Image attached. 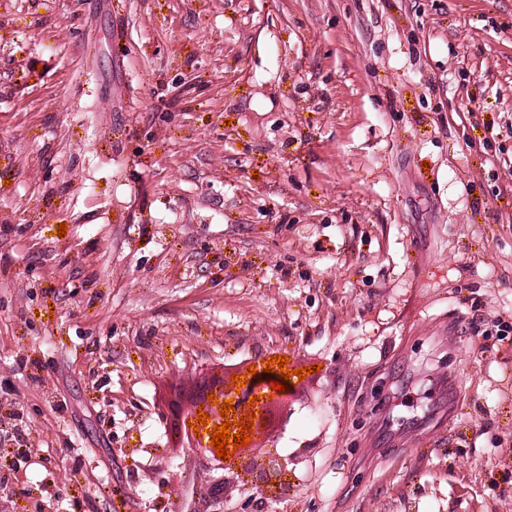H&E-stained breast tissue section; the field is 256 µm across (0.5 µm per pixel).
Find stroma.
<instances>
[{
	"label": "stroma",
	"instance_id": "stroma-1",
	"mask_svg": "<svg viewBox=\"0 0 512 512\" xmlns=\"http://www.w3.org/2000/svg\"><path fill=\"white\" fill-rule=\"evenodd\" d=\"M282 355L284 512H512V0H0V512H207ZM258 375H263V378L257 379V376L248 375L249 381L247 384L239 382L235 385L234 382L229 384L221 376H212L200 388V403L191 411H185L177 405H171L167 408L165 420L167 422V444L168 447L175 443H180L184 448H193L196 453L200 454L204 460H207L211 465L217 466V469L225 471L224 476L214 480L212 492L210 494V512H260L268 510L272 503L278 501V497L283 487L288 483V461L279 455L267 452L264 449L255 452H244L241 448H253L255 440L261 436L270 434L276 427L282 425L283 417L280 416L277 420L272 414L274 404H278L288 393H279L276 389H272V382L282 379L278 374H271V380L266 378L263 374V367L258 366L255 368ZM244 384L243 388L240 385ZM236 389L240 390V394H236ZM208 394L215 395L216 400L214 405L210 404L211 399H207ZM252 395L259 396V401H254L255 407H246V403H250ZM266 395V398H263ZM272 395V398H269ZM234 398L235 413L230 409V417L226 421L233 422L236 420L234 427L230 426L231 438L229 445L234 442L233 434H238V425H245L240 422L239 416L249 414V422L253 423L251 438L246 446L238 447V450H233L234 454L228 461L221 460L217 457L216 449L211 444V436L200 432L201 425H198L196 419H199L197 409L200 404H203L202 411L210 416L207 419V428L213 432L214 424L222 425L223 417L219 413V406H223L224 400ZM222 400V401H221ZM222 402V404H221ZM254 410L256 419L250 417V411ZM209 411V413L207 412ZM187 420H191L192 424L199 427L200 438L195 436L193 427H188ZM277 421V422H276ZM229 445H226L229 448ZM227 474V475H226ZM237 479H242L244 482L243 497L238 501L232 503L226 494V489L232 483L234 484ZM245 486H248L245 487ZM245 493H247L245 495Z\"/></svg>",
	"mask_w": 512,
	"mask_h": 512
}]
</instances>
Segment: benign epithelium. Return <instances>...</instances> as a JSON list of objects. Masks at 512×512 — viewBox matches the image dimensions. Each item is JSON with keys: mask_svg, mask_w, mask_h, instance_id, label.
Wrapping results in <instances>:
<instances>
[{"mask_svg": "<svg viewBox=\"0 0 512 512\" xmlns=\"http://www.w3.org/2000/svg\"><path fill=\"white\" fill-rule=\"evenodd\" d=\"M257 375L249 376V381L243 388L228 383L221 376H213L200 388V403L202 411L209 413L207 428L221 425L223 421L239 420V416L255 411L256 418L249 419L253 423L249 444L261 436L269 434L274 428L281 427L283 418H276L272 414L273 406L283 401L286 394L272 388V382L279 379V375L271 374V378L263 376V367L256 368ZM216 397L215 402L207 399L208 395ZM254 395L259 396L255 407L249 408L246 403ZM234 399L235 412L230 417L223 418L219 413L221 402ZM199 418L197 410L185 411L177 405L167 408L165 420L167 422V444H181L185 448H192L203 459L225 475L214 480L210 494V512H265L272 503L278 501L283 487L288 483V461L279 455L265 450L255 452L234 451L233 457L224 461L217 457L216 449L211 444V436L200 434L195 436L193 428L188 423H196ZM242 480L247 486V494L236 502H231L226 494L229 485L236 480Z\"/></svg>", "mask_w": 512, "mask_h": 512, "instance_id": "benign-epithelium-1", "label": "benign epithelium"}]
</instances>
